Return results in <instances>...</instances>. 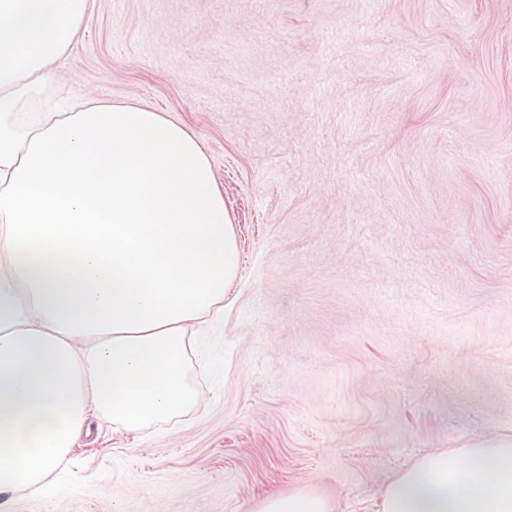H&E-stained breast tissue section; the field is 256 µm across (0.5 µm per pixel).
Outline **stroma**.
Listing matches in <instances>:
<instances>
[{
  "instance_id": "obj_1",
  "label": "stroma",
  "mask_w": 512,
  "mask_h": 512,
  "mask_svg": "<svg viewBox=\"0 0 512 512\" xmlns=\"http://www.w3.org/2000/svg\"><path fill=\"white\" fill-rule=\"evenodd\" d=\"M60 80L194 130L239 275L200 408L93 426L9 512H378L512 437V0H91ZM262 512H335L336 502L313 489H299L288 494L275 493L266 498Z\"/></svg>"
}]
</instances>
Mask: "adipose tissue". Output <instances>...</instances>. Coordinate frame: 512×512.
<instances>
[{
  "mask_svg": "<svg viewBox=\"0 0 512 512\" xmlns=\"http://www.w3.org/2000/svg\"><path fill=\"white\" fill-rule=\"evenodd\" d=\"M88 0H0V498L41 492L90 419L138 433L192 411L194 339L238 243L205 148L163 113L60 96ZM262 512H336L313 489ZM379 512H512V438L433 450Z\"/></svg>",
  "mask_w": 512,
  "mask_h": 512,
  "instance_id": "adipose-tissue-1",
  "label": "adipose tissue"
}]
</instances>
